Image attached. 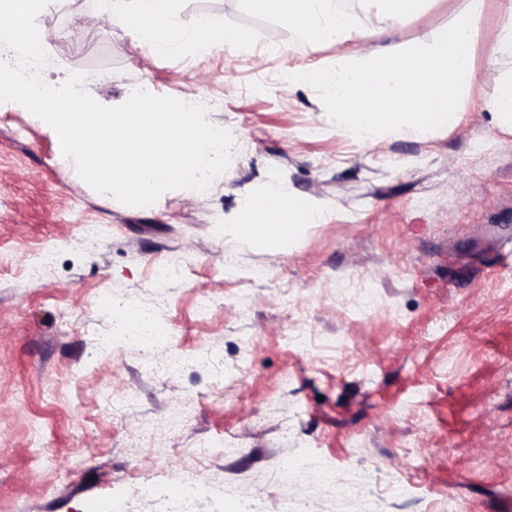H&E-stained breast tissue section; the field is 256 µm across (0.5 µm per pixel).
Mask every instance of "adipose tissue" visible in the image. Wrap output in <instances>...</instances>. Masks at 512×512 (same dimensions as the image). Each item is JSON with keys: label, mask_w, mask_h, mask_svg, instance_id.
<instances>
[{"label": "adipose tissue", "mask_w": 512, "mask_h": 512, "mask_svg": "<svg viewBox=\"0 0 512 512\" xmlns=\"http://www.w3.org/2000/svg\"><path fill=\"white\" fill-rule=\"evenodd\" d=\"M115 21L134 27L140 45L162 49L181 35L173 0H132ZM260 14H287L310 48L326 42L372 43L389 37L418 15L425 0H379L380 18L361 24L334 0H249ZM470 23L461 19L438 30L427 51L404 55L376 52L368 58L319 71L330 117L338 131L366 138L384 129L425 135L458 124L461 95L473 82ZM326 202L311 197L256 200L236 230L264 248L279 250L320 223Z\"/></svg>", "instance_id": "obj_1"}]
</instances>
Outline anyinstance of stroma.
Instances as JSON below:
<instances>
[{
	"instance_id": "obj_1",
	"label": "stroma",
	"mask_w": 512,
	"mask_h": 512,
	"mask_svg": "<svg viewBox=\"0 0 512 512\" xmlns=\"http://www.w3.org/2000/svg\"><path fill=\"white\" fill-rule=\"evenodd\" d=\"M470 0H426L388 51L427 50ZM130 0H53L37 18L42 77L99 103L138 88L182 101L219 97L231 163L208 197L184 189L147 207L94 191L28 110L0 102V512H167L137 486L178 473L219 487L191 512H512V135L483 100L512 60L492 59L497 0L471 21L475 77L461 122L427 137L344 136L313 86L275 73L373 53L310 51L282 13L248 0H176L183 38L141 48L112 16ZM239 43L207 51L201 20ZM329 201L322 223L281 251L234 226L259 198ZM99 227L88 239L81 225ZM56 263L31 278L41 250ZM191 263L167 288L155 264ZM264 281H251L255 270ZM250 296L241 311L237 292ZM210 298L207 312L198 303ZM165 333L138 345L135 310ZM311 343L290 346V328ZM195 357L161 372L172 346ZM231 441L234 454L200 456ZM307 457L359 465L374 481L346 498L277 482ZM400 474L406 490L385 479Z\"/></svg>"
}]
</instances>
